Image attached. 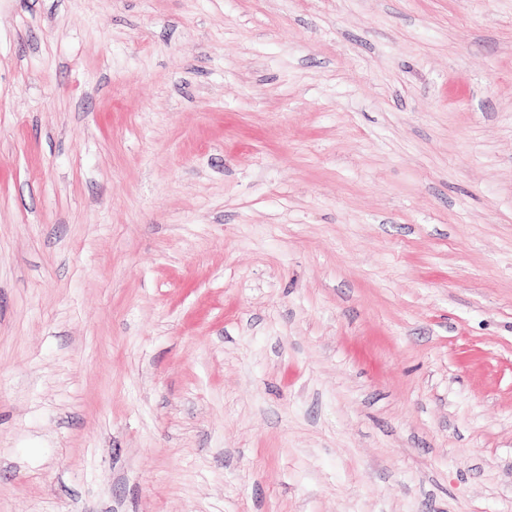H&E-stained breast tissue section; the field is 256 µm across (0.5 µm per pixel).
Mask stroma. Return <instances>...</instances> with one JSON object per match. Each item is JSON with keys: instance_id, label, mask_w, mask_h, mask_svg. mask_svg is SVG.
<instances>
[{"instance_id": "obj_1", "label": "stroma", "mask_w": 512, "mask_h": 512, "mask_svg": "<svg viewBox=\"0 0 512 512\" xmlns=\"http://www.w3.org/2000/svg\"><path fill=\"white\" fill-rule=\"evenodd\" d=\"M0 512H512V0H0Z\"/></svg>"}]
</instances>
